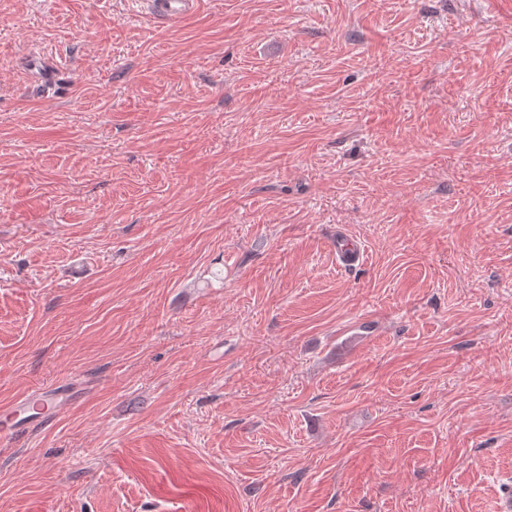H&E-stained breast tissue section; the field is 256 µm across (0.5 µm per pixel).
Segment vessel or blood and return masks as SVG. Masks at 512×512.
<instances>
[{"label":"vessel or blood","instance_id":"1","mask_svg":"<svg viewBox=\"0 0 512 512\" xmlns=\"http://www.w3.org/2000/svg\"><path fill=\"white\" fill-rule=\"evenodd\" d=\"M141 14L159 23L172 24L194 14L200 0H138ZM77 395L67 386L40 388L13 403L7 422L0 424V442L9 443L26 432L51 422L74 403Z\"/></svg>","mask_w":512,"mask_h":512}]
</instances>
